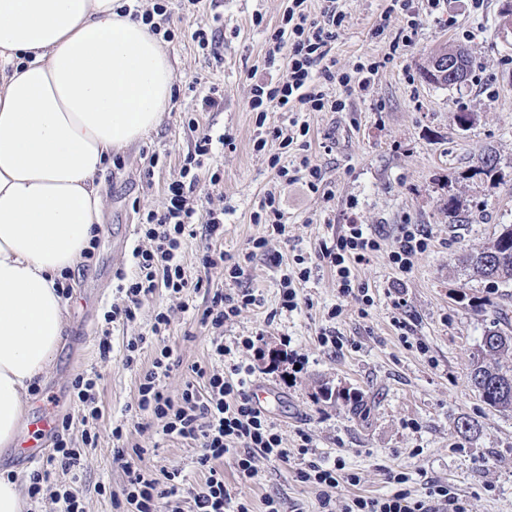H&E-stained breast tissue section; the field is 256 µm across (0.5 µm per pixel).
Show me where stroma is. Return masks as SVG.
Returning a JSON list of instances; mask_svg holds the SVG:
<instances>
[{
  "mask_svg": "<svg viewBox=\"0 0 512 512\" xmlns=\"http://www.w3.org/2000/svg\"><path fill=\"white\" fill-rule=\"evenodd\" d=\"M502 0H489L484 12L469 10V0H441L431 9L415 0L421 25L413 47L390 52L391 34L374 27L386 0H342L347 14L336 32L332 55L336 68L350 70L364 57L392 60L380 68L365 98L350 97L343 112H310V154L332 192L331 201L306 193L298 185L284 188L287 239H270V253L280 265L255 261L249 285L263 301L224 326L225 343L263 332L264 340L245 352L252 380L273 399L267 410L288 463L256 457L257 474L244 489L252 512H265L267 496L278 497L281 512H319L318 488L297 479L312 461L342 460L360 482L337 492L383 497L396 486L389 475L408 474V486L422 490L435 481L448 486L467 512H512V411L487 406L469 382L474 357L494 307L512 324V286L497 288L467 269L462 257L488 246L502 225L512 224V32L499 25ZM170 39L162 46L175 72L172 102L159 127L144 140L118 153L99 176L103 199L98 246L88 264L72 270L73 293L67 301L63 336L41 376L39 394L28 398V418L47 408L72 412L74 378L94 370L102 417L96 447L86 449L85 468L76 486L86 512H114L99 485L119 488L125 475L112 453V427L128 426L126 448H143L144 467L153 474L178 472L188 482L201 478L197 448L189 441L163 436L160 422L133 424L139 376L157 349L170 347L184 363L213 360L212 335L200 328L179 299L158 289L131 323L105 324L103 314L116 296L117 272H132L131 252L141 244V213L162 210L168 183L202 132L222 134L233 148L215 147L194 189L201 201L223 202L226 251L238 253L262 236L253 223L263 193L274 182L266 156L253 149L256 114L248 106L252 76H265L268 38L280 23L288 0H198L193 9L182 0H166ZM262 16L254 25L253 16ZM213 32L216 55H208L191 38L196 29ZM466 48L474 61L472 80L454 88L423 81L421 72L444 48ZM224 95L219 112L199 111L210 87ZM474 117L460 128L459 113ZM497 157L500 176L478 173L485 152ZM220 181L211 184V173ZM460 200L459 223L448 221V199ZM381 236V249L357 273L374 304L358 313L355 297L340 296L334 274L314 268L300 288L298 309H282L280 280L295 268L296 256L312 257L322 242L351 218ZM402 224L431 230L433 245L419 256L410 273L388 262ZM404 297L403 311L393 307ZM165 312L168 331L127 367L128 339L150 333L154 317ZM274 320H267L268 312ZM405 321L397 329L394 319ZM336 330L342 348L322 344V328ZM112 352L102 357L101 338ZM339 393L329 400L325 390ZM474 430L457 433L459 420ZM310 439L300 454V434Z\"/></svg>",
  "mask_w": 512,
  "mask_h": 512,
  "instance_id": "1",
  "label": "stroma"
}]
</instances>
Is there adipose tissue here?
Here are the masks:
<instances>
[{
    "mask_svg": "<svg viewBox=\"0 0 512 512\" xmlns=\"http://www.w3.org/2000/svg\"><path fill=\"white\" fill-rule=\"evenodd\" d=\"M174 70L121 0H0V447L53 358L56 281L102 216L112 152L160 124Z\"/></svg>",
    "mask_w": 512,
    "mask_h": 512,
    "instance_id": "adipose-tissue-1",
    "label": "adipose tissue"
}]
</instances>
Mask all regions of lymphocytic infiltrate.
Returning <instances> with one entry per match:
<instances>
[{"instance_id": "1", "label": "lymphocytic infiltrate", "mask_w": 512, "mask_h": 512, "mask_svg": "<svg viewBox=\"0 0 512 512\" xmlns=\"http://www.w3.org/2000/svg\"><path fill=\"white\" fill-rule=\"evenodd\" d=\"M347 18L336 0H322L319 14H312L309 0H289L280 25L271 33L265 56L267 67L284 61L281 76L261 80L251 87L249 107L257 114L258 134L253 142L255 152H268V165L274 170L276 185L265 192L254 211V223L264 225L266 233L252 239L246 251L233 254L220 245L224 237V210L211 206L200 208L193 194L204 163L213 152V138L199 137L193 152L180 168L178 180L169 183L167 202L162 210L148 211L140 218L139 231L148 242L147 247L132 251L134 273H118V298L104 314L106 323L135 321L145 301L157 289H165L181 298L183 310H190L192 292L203 288L202 277L191 278L182 264V249L194 222H201L209 241L202 258L205 272L223 270L224 279L233 286L232 292L215 290L209 306L199 317L201 326L214 335V354L217 358L231 357L233 349L224 343V326L240 312L255 305L257 296L246 288L244 281L256 259L268 257L270 238L285 237L287 226L282 205L281 189L300 184L314 195L330 198L322 170L309 155L310 126L298 121L301 112H342L346 97H364L370 94L379 71L377 62L357 63L352 70L340 71L332 55L336 32ZM343 88L344 97L329 93V85ZM289 113L287 124L267 125L269 110ZM296 150L297 161L292 165L281 162L283 150ZM431 246V234L418 224L399 227L396 246L388 254L389 264L399 272H410L419 256ZM380 250L378 235L366 224L351 223L322 244L316 255L336 277L338 292L356 296L360 314H367L374 304L367 288L355 279V270L367 263ZM232 359V357H231ZM185 369L186 381L179 396H171L165 380L176 369ZM253 368L246 362L232 359L228 370L222 371L209 364L181 365L174 360L170 348H162L143 370L138 386L135 412L160 421L161 431L169 437L190 441L199 450L196 459L203 479L200 483L184 482L178 473L165 474L157 479L139 465L143 449L127 451L121 444L123 426L112 429L116 446L115 459L124 461L126 480L112 500L120 512H250L247 499L231 492L224 482V471L219 462L228 452L236 454L239 484L250 483L255 475L254 460L264 457L270 461L287 463L290 451L283 446L267 409L257 404L251 394L249 378ZM75 415L59 418L53 434V451L40 470L29 477L28 496L32 502L51 498L59 512H86L82 499L64 485L52 482L53 473L60 472L80 478L84 471L83 450L96 446L98 434L84 430L81 443H74L71 429ZM135 461H128V454ZM302 482L320 487L322 512H466V508L441 484L426 485L422 493L407 486V473L393 474L397 489L385 497L352 496L344 504H336L331 492L344 486L357 485L356 473L346 471L342 462L324 466L309 463L301 470Z\"/></svg>"}]
</instances>
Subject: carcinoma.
Listing matches in <instances>:
<instances>
[{"mask_svg": "<svg viewBox=\"0 0 512 512\" xmlns=\"http://www.w3.org/2000/svg\"><path fill=\"white\" fill-rule=\"evenodd\" d=\"M464 261L477 276L494 283L512 284V225L504 224L492 244L470 252ZM512 350V332L499 324L484 333L476 361L470 373L473 388L495 410L512 409V369L495 362L496 356Z\"/></svg>", "mask_w": 512, "mask_h": 512, "instance_id": "obj_1", "label": "carcinoma"}]
</instances>
